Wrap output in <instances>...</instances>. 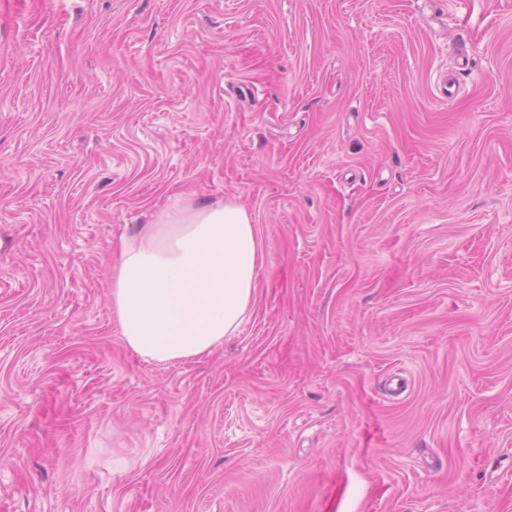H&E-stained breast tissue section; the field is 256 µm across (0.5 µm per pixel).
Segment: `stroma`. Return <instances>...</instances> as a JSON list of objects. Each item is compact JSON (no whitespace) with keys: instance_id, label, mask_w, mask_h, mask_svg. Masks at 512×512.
<instances>
[{"instance_id":"stroma-1","label":"stroma","mask_w":512,"mask_h":512,"mask_svg":"<svg viewBox=\"0 0 512 512\" xmlns=\"http://www.w3.org/2000/svg\"><path fill=\"white\" fill-rule=\"evenodd\" d=\"M226 198L252 310L145 360L114 252ZM0 512H512V0H0Z\"/></svg>"}]
</instances>
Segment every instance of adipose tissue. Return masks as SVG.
Segmentation results:
<instances>
[{"instance_id": "ef3b65f1", "label": "adipose tissue", "mask_w": 512, "mask_h": 512, "mask_svg": "<svg viewBox=\"0 0 512 512\" xmlns=\"http://www.w3.org/2000/svg\"><path fill=\"white\" fill-rule=\"evenodd\" d=\"M263 246L236 200L159 211L122 239L111 307L127 346L157 363L210 354L253 303Z\"/></svg>"}]
</instances>
